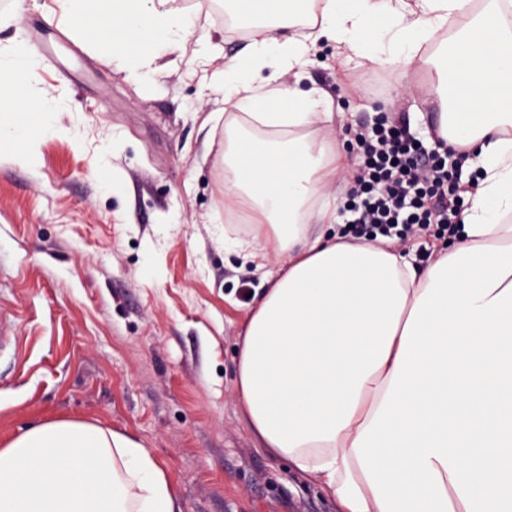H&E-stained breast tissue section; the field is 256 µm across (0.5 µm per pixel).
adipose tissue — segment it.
Segmentation results:
<instances>
[{"mask_svg": "<svg viewBox=\"0 0 512 512\" xmlns=\"http://www.w3.org/2000/svg\"><path fill=\"white\" fill-rule=\"evenodd\" d=\"M500 0H224L249 52L225 64L224 212L233 247L264 268L247 317L235 397L259 447L287 458L336 512H512V30ZM85 51L143 78L186 46L200 14L175 0H51ZM456 20L431 92L446 145L481 175L457 242L424 271L397 240L336 231L330 188L349 166L327 137L332 96L281 85L319 41L346 64L412 63ZM35 61L0 48V141L25 145L62 109L25 108ZM270 76H263V69ZM0 512H182L166 470L130 436L83 420L42 422L0 448Z\"/></svg>", "mask_w": 512, "mask_h": 512, "instance_id": "ef3b65f1", "label": "adipose tissue"}]
</instances>
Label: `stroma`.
<instances>
[{
	"instance_id": "35a3bbf8",
	"label": "stroma",
	"mask_w": 512,
	"mask_h": 512,
	"mask_svg": "<svg viewBox=\"0 0 512 512\" xmlns=\"http://www.w3.org/2000/svg\"><path fill=\"white\" fill-rule=\"evenodd\" d=\"M218 0H185L221 30L212 63L193 51L126 80L89 56L41 9L0 27L42 44L38 102L68 106L19 164L0 143V442L52 419L127 434L167 471L182 512H335L287 459L259 449L234 397L245 321L260 271L225 247L245 236L224 220V89L215 69L249 41ZM317 44L300 82L328 90L346 119L336 146L403 112L432 145L437 112L422 62L377 71Z\"/></svg>"
}]
</instances>
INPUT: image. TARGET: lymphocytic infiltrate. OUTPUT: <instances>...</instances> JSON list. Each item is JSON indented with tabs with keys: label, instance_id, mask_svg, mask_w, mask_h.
Wrapping results in <instances>:
<instances>
[{
	"label": "lymphocytic infiltrate",
	"instance_id": "obj_1",
	"mask_svg": "<svg viewBox=\"0 0 512 512\" xmlns=\"http://www.w3.org/2000/svg\"><path fill=\"white\" fill-rule=\"evenodd\" d=\"M355 187L339 208L344 223L362 225L369 240L400 241L438 228L456 234L467 193L468 151L427 150L410 134L403 116H382L355 133Z\"/></svg>",
	"mask_w": 512,
	"mask_h": 512
}]
</instances>
